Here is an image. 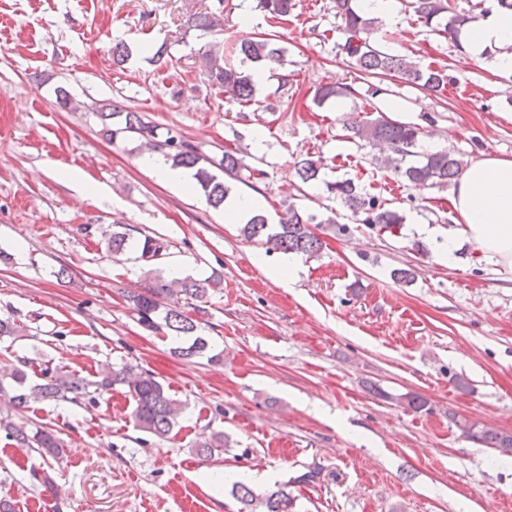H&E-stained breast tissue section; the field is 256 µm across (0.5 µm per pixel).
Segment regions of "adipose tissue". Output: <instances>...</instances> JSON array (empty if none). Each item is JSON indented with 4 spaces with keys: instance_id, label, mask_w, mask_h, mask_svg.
Returning a JSON list of instances; mask_svg holds the SVG:
<instances>
[{
    "instance_id": "1",
    "label": "adipose tissue",
    "mask_w": 512,
    "mask_h": 512,
    "mask_svg": "<svg viewBox=\"0 0 512 512\" xmlns=\"http://www.w3.org/2000/svg\"><path fill=\"white\" fill-rule=\"evenodd\" d=\"M467 65L493 59L496 69L512 72V11L494 9L462 32ZM454 226L441 235L444 259H452L458 239L473 243L489 266L512 269V157L486 155L471 162L450 197Z\"/></svg>"
}]
</instances>
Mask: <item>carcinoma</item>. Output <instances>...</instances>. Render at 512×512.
Returning a JSON list of instances; mask_svg holds the SVG:
<instances>
[{"instance_id":"cac0c4a2","label":"carcinoma","mask_w":512,"mask_h":512,"mask_svg":"<svg viewBox=\"0 0 512 512\" xmlns=\"http://www.w3.org/2000/svg\"><path fill=\"white\" fill-rule=\"evenodd\" d=\"M294 6L293 0H256V8L275 19L287 16ZM408 7L416 21L430 32L456 43L462 30L471 28L490 9L512 10V0H479L469 9L460 7L457 0H410ZM334 9L342 22L344 43L341 50L346 55L348 67L359 77L371 80L365 94L366 106H354L344 124L348 137L360 147L369 146L390 152V167L401 181L422 189L445 188L457 182L464 172V165L457 158L455 150L419 151L423 128L392 120L373 105V100L388 94L382 82L392 77L430 94H442L449 81L447 67L424 66L406 55L384 50L375 37L381 19L365 14L357 0H334ZM232 53L236 62L220 69H210V79L224 89L233 101L246 105L253 101L254 90L244 67L282 65L285 49L279 46L275 35L264 34L235 42ZM352 93V87L346 83L330 84L319 89L317 102L341 99ZM121 116L124 117L123 121L113 125L107 123V120ZM99 117L102 120L101 132L110 139H136L150 151L162 154L172 166L196 169V181L214 208L223 206L230 195L231 185L226 179L244 183L264 177L263 170L245 163L234 150L224 151V156L216 164L200 147L177 131L168 128L164 139H159L158 126L144 120L136 112H101ZM214 164L224 171V177L209 170ZM295 168L302 183L306 184L316 179L320 160L307 156L297 160ZM329 190L359 224L379 225L390 231L404 221L403 216L387 208L379 196L363 191L350 179L334 182ZM315 220L316 216L305 214L290 205L279 216L278 224L270 225L267 217L259 213L241 227L240 233L245 240L260 244L268 253L278 251L313 257L323 246L311 229ZM136 247L140 252L139 259L145 262L161 259L163 245L149 236ZM129 249L130 234L112 231L108 238L109 252L119 255ZM220 287L219 278L170 279L162 269L152 268L143 287L127 294L126 301L142 328L162 332L173 340L171 354L181 359H192L208 350V341L200 335V317L207 315V303ZM173 293L193 301L192 312L167 307L165 299ZM28 364L29 361L20 359L9 368V372L0 376V392L5 391L4 380H11V399L18 411L40 401L79 403L86 398L93 399L95 394L102 395L124 386L134 402L131 418L135 427L158 438H165L185 409L184 404L172 398L153 373L128 362L113 364L96 380H88L74 372L46 368L43 378L33 382L28 380L24 370ZM455 425L463 436L487 448H512V435L466 419L455 421ZM0 429L19 446L36 449L49 462L62 459L60 438L51 430L17 424L8 416L0 417ZM228 444L229 436L226 433L212 431L196 441L192 451L198 456L210 457L214 451L226 448ZM233 493L242 504L241 512H293L294 498L285 486L257 495L247 485L238 483L233 486Z\"/></svg>"}]
</instances>
